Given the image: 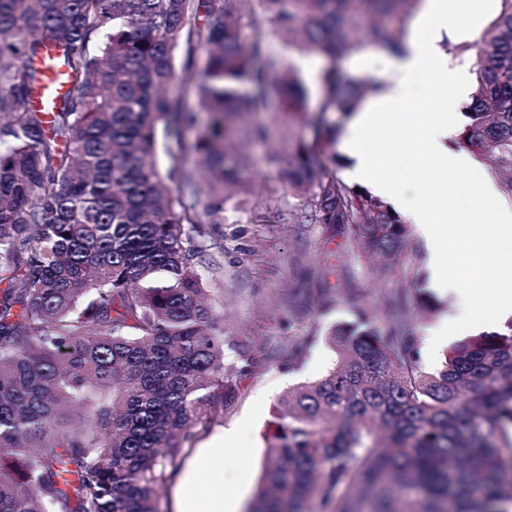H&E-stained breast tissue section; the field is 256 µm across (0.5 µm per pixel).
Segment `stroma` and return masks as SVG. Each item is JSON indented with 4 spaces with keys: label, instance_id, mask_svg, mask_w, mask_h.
<instances>
[{
    "label": "stroma",
    "instance_id": "stroma-1",
    "mask_svg": "<svg viewBox=\"0 0 512 512\" xmlns=\"http://www.w3.org/2000/svg\"><path fill=\"white\" fill-rule=\"evenodd\" d=\"M424 118V112L412 113L390 127L383 139L368 141L367 150L390 156L392 172L403 174L411 163L405 145ZM299 137L311 141V127L297 133L283 130L266 142L238 138L250 186L244 205L224 223L187 227L206 248V286L221 304L224 337L248 348L251 368L241 372L233 353H226L236 388L224 404V417L188 441L179 461L187 463L213 436L241 424L246 428L241 443L247 461L244 476L253 484L264 468L266 436L273 428L278 398L296 384L318 379L335 362L324 340L327 327L354 321L359 305L382 322V292L429 270V253L419 235H412V251L401 265L380 278L364 257L349 249L334 225L291 224L269 215L267 204L283 194L287 158ZM320 288L334 289L336 303L319 315L315 306ZM309 336L315 342L308 355L301 365H290L289 338Z\"/></svg>",
    "mask_w": 512,
    "mask_h": 512
}]
</instances>
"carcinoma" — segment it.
<instances>
[{
	"instance_id": "cac0c4a2",
	"label": "carcinoma",
	"mask_w": 512,
	"mask_h": 512,
	"mask_svg": "<svg viewBox=\"0 0 512 512\" xmlns=\"http://www.w3.org/2000/svg\"><path fill=\"white\" fill-rule=\"evenodd\" d=\"M422 2L0 0V460L17 459L0 464V512H163L184 442L234 389L184 225L222 224L242 203L245 160L228 143L246 125L270 137L256 114L314 130L288 160V222L334 224L377 266H399L408 225L337 176L329 116L379 89L337 62L399 52ZM47 45L68 84L50 118L32 103ZM290 46L328 61L315 107ZM467 49L459 141L512 196V0ZM178 78L197 110L170 95ZM160 149L198 166L164 171ZM423 308L415 275L383 297L384 324L361 314L327 329L336 362L278 399L245 512H512V318L428 371Z\"/></svg>"
}]
</instances>
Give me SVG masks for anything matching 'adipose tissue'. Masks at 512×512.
I'll list each match as a JSON object with an SVG mask.
<instances>
[{
	"label": "adipose tissue",
	"instance_id": "adipose-tissue-1",
	"mask_svg": "<svg viewBox=\"0 0 512 512\" xmlns=\"http://www.w3.org/2000/svg\"><path fill=\"white\" fill-rule=\"evenodd\" d=\"M473 2L426 0L432 30L463 27ZM386 68L379 94L352 117L342 144L353 161L350 179L368 185L406 223L418 225L430 252L432 288L453 293L460 303L472 306L481 300L482 286H492L498 292L500 315H512V202L502 197L469 155L450 146L458 127L455 106L467 94L466 65L451 62L426 41L390 56ZM426 102L433 110L411 145L418 163L405 174L394 175L382 157L364 151L361 144ZM439 171L453 173L454 178L435 189L431 182ZM452 211L462 216L482 213V235L450 227L447 239H439L435 227L447 224ZM240 435L237 428L224 431L188 462L173 490L174 512H237V499L220 497L219 491L235 475L232 465L239 459Z\"/></svg>",
	"mask_w": 512,
	"mask_h": 512
}]
</instances>
